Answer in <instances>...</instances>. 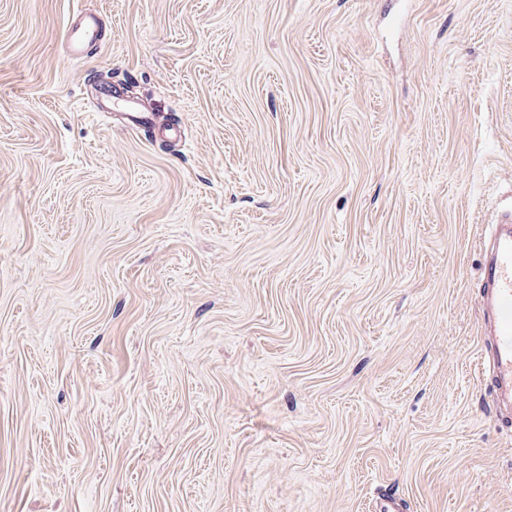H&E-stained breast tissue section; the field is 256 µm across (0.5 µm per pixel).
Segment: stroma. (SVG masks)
I'll list each match as a JSON object with an SVG mask.
<instances>
[{"mask_svg": "<svg viewBox=\"0 0 512 512\" xmlns=\"http://www.w3.org/2000/svg\"><path fill=\"white\" fill-rule=\"evenodd\" d=\"M505 209L512 0H0V512H512ZM103 28L100 15L78 11L63 33L62 46L66 58L76 62L88 58L98 48ZM484 248L483 334L491 338L495 390L501 399L512 401V212L505 213L494 225Z\"/></svg>", "mask_w": 512, "mask_h": 512, "instance_id": "35a3bbf8", "label": "stroma"}]
</instances>
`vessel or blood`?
Returning <instances> with one entry per match:
<instances>
[{"label": "vessel or blood", "mask_w": 512, "mask_h": 512, "mask_svg": "<svg viewBox=\"0 0 512 512\" xmlns=\"http://www.w3.org/2000/svg\"><path fill=\"white\" fill-rule=\"evenodd\" d=\"M103 28L100 15L77 12L62 37L67 59L88 58L98 48ZM489 245L490 253L481 266L483 332L491 339L495 390L500 398L512 401V212L495 224Z\"/></svg>", "instance_id": "obj_1"}]
</instances>
